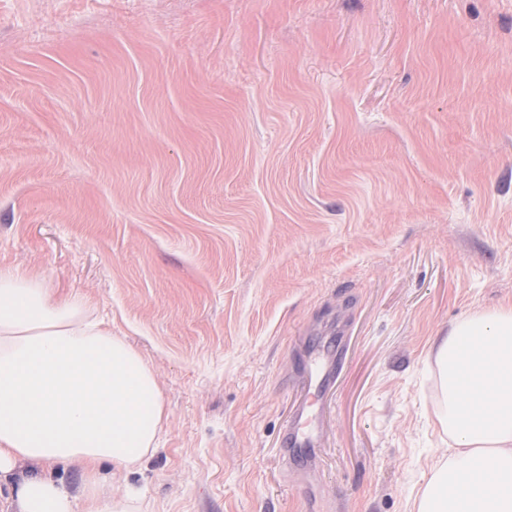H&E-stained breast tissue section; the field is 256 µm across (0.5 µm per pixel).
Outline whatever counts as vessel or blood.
I'll use <instances>...</instances> for the list:
<instances>
[{
    "label": "vessel or blood",
    "mask_w": 512,
    "mask_h": 512,
    "mask_svg": "<svg viewBox=\"0 0 512 512\" xmlns=\"http://www.w3.org/2000/svg\"><path fill=\"white\" fill-rule=\"evenodd\" d=\"M345 361L342 345L311 355L305 362L303 396L296 406L281 440L284 458H309L319 449L321 401Z\"/></svg>",
    "instance_id": "obj_1"
}]
</instances>
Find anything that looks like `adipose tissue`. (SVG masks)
I'll return each mask as SVG.
<instances>
[{
    "mask_svg": "<svg viewBox=\"0 0 512 512\" xmlns=\"http://www.w3.org/2000/svg\"><path fill=\"white\" fill-rule=\"evenodd\" d=\"M432 350L453 442L417 512H512V304L455 322ZM164 410L156 379L83 299L0 267V485L16 512H77L56 466L127 469L149 457Z\"/></svg>",
    "mask_w": 512,
    "mask_h": 512,
    "instance_id": "ef3b65f1",
    "label": "adipose tissue"
}]
</instances>
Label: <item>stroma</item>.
Here are the masks:
<instances>
[{
    "label": "stroma",
    "mask_w": 512,
    "mask_h": 512,
    "mask_svg": "<svg viewBox=\"0 0 512 512\" xmlns=\"http://www.w3.org/2000/svg\"><path fill=\"white\" fill-rule=\"evenodd\" d=\"M0 265L152 368L139 512H416L429 343L512 303V0H0ZM345 351L340 342L330 350L311 355L305 362L303 396L288 422L281 452L285 461L314 456L319 446L321 401L343 368Z\"/></svg>",
    "instance_id": "stroma-1"
}]
</instances>
